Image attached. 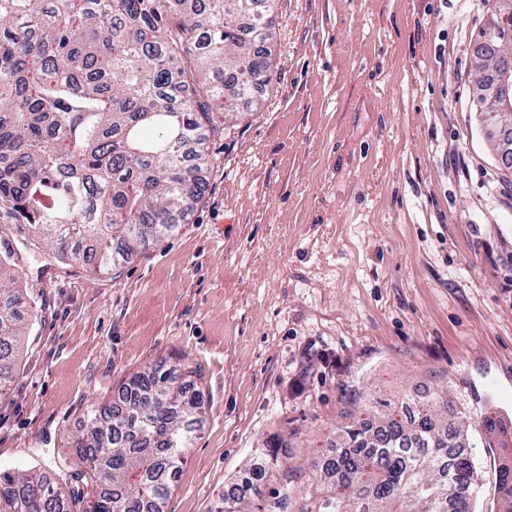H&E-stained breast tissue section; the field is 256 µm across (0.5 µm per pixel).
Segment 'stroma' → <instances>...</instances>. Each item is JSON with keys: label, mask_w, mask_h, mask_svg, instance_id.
I'll list each match as a JSON object with an SVG mask.
<instances>
[{"label": "stroma", "mask_w": 512, "mask_h": 512, "mask_svg": "<svg viewBox=\"0 0 512 512\" xmlns=\"http://www.w3.org/2000/svg\"><path fill=\"white\" fill-rule=\"evenodd\" d=\"M495 0H276L275 77L207 142L205 194L109 274L13 268L37 322L0 394V469L53 467L90 407L153 365L204 421L165 512H210L270 441L308 472L352 411L443 391L471 420L481 512L512 398V167L469 47Z\"/></svg>", "instance_id": "1"}]
</instances>
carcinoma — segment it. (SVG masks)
<instances>
[{
	"label": "carcinoma",
	"instance_id": "1",
	"mask_svg": "<svg viewBox=\"0 0 512 512\" xmlns=\"http://www.w3.org/2000/svg\"><path fill=\"white\" fill-rule=\"evenodd\" d=\"M251 0H0V392L29 335L6 269L50 262L117 269L202 198L185 167L211 165L201 133L274 79ZM195 371L150 368L87 410L50 480L0 472V512H164L201 409ZM345 427L305 476L259 448L246 483L275 481L255 510L243 487L216 512H473L478 479L466 417L448 394H406ZM512 512V464L499 467Z\"/></svg>",
	"mask_w": 512,
	"mask_h": 512
}]
</instances>
